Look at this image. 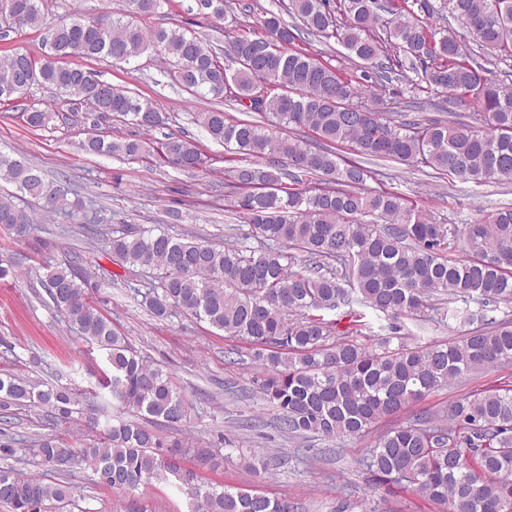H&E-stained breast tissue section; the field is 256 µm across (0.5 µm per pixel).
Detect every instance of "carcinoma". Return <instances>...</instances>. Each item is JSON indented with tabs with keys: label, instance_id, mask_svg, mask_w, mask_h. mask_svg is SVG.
Masks as SVG:
<instances>
[{
	"label": "carcinoma",
	"instance_id": "1",
	"mask_svg": "<svg viewBox=\"0 0 512 512\" xmlns=\"http://www.w3.org/2000/svg\"><path fill=\"white\" fill-rule=\"evenodd\" d=\"M170 0H118L97 16L74 14L47 21L42 0H0V19L16 31L37 29L49 52L35 59L15 50L0 55V102L24 98L35 85L74 96L100 114L105 82L64 59L107 56L129 64L148 53L169 65L171 81L194 97L223 98L257 114L239 120L213 108L194 120L224 151L253 157L231 170L236 207L250 225L232 229L217 246L193 237L133 227L106 239L122 266L149 269L160 291L142 303L157 318L179 311L250 346L262 370L256 392L280 412L291 439L363 437L377 421L397 414L455 381L512 365V319L489 313L512 308V207L484 220L434 224L396 192L368 193L370 170L342 148L375 159L424 166L438 175L478 185L512 180V72L494 78L474 56L509 65L512 0H273L275 8L248 4L255 22L236 25L232 0H194L189 11L231 20L227 46L218 51L198 32L174 23L148 29L142 21ZM291 21H286V18ZM337 42L345 56L366 64L354 84L296 42ZM394 82L413 89L455 91L468 121L410 120L354 100ZM111 114L143 134L165 117L129 90L112 88ZM26 123L45 129L57 116L32 108ZM306 129L312 147L274 132ZM88 154L146 158L145 137L90 136ZM164 155L181 170L206 167V155L186 135L166 138ZM0 180L34 200L45 216L95 217L78 195L39 169L0 155ZM292 186H287L286 181ZM35 216L13 196L0 195V226L18 239L31 234ZM458 242L464 258L453 254ZM88 279L68 262L46 275L54 309L101 351L108 370L99 385L127 419L104 426L97 442L75 447L57 436L38 442L41 463L63 476L87 467L97 483L129 495L153 483L186 494L189 512H293L288 499L232 485L205 484L177 466L140 416L178 424L188 415L184 395L163 369L151 366L101 313L87 293ZM368 308L389 323L387 334L364 344L356 337ZM348 308L350 327L321 312ZM469 326L458 339L419 344L400 335L404 321L426 310ZM38 404L61 422L81 413L74 390L34 382L0 370V407ZM264 471L273 454L238 449ZM366 467L382 483L410 490L446 512H512V384L476 389L380 434ZM75 492L63 479L46 483L0 466V502L11 512H66Z\"/></svg>",
	"mask_w": 512,
	"mask_h": 512
}]
</instances>
